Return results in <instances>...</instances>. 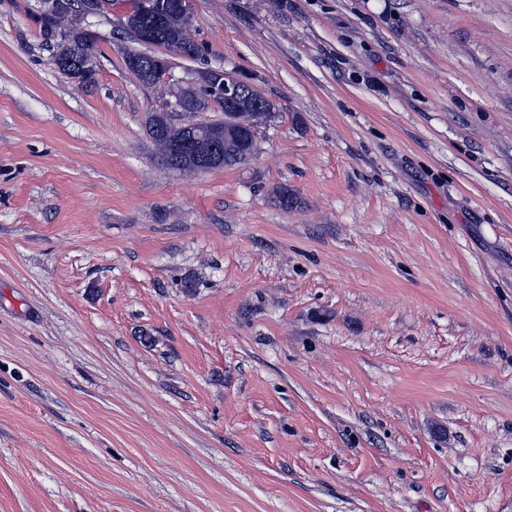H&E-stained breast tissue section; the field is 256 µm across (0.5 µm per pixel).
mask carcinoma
Segmentation results:
<instances>
[{"label":"carcinoma","instance_id":"cac0c4a2","mask_svg":"<svg viewBox=\"0 0 512 512\" xmlns=\"http://www.w3.org/2000/svg\"><path fill=\"white\" fill-rule=\"evenodd\" d=\"M71 8L51 17L39 18L41 36L52 46V59L59 62V71L72 78L73 69L68 67L65 59L80 54H94L97 36L87 41L69 40V33L78 26V13L82 0H70ZM192 21L183 9L174 5V0H145L136 3L133 11L125 18V26L136 27L151 33L155 44L174 46L186 53L199 51L198 45L189 37ZM144 68L139 81L148 86L159 84L162 69L160 55L146 50L138 55ZM229 111L247 117L251 123L246 126H233L224 131V136L217 142L219 151L209 168L234 167L249 162L253 157V148L257 144L260 129L267 125L279 112L276 101L248 87L239 88ZM215 127L216 123L200 121L184 125H175L165 108L152 114L149 123V136L169 168L185 172L201 171L195 158L194 134L206 127ZM276 206L283 210L297 207L296 195L287 187L280 186L272 191Z\"/></svg>","mask_w":512,"mask_h":512}]
</instances>
